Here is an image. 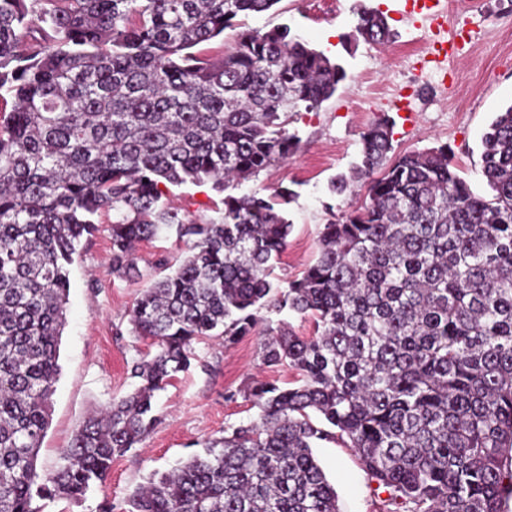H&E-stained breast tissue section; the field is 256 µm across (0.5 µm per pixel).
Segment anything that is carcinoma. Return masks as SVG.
Returning a JSON list of instances; mask_svg holds the SVG:
<instances>
[{"label": "carcinoma", "instance_id": "cac0c4a2", "mask_svg": "<svg viewBox=\"0 0 512 512\" xmlns=\"http://www.w3.org/2000/svg\"><path fill=\"white\" fill-rule=\"evenodd\" d=\"M279 0H0V512L83 502L112 462L154 429L155 398L191 367L193 344H236L263 307L281 325L260 357L297 379L254 380L258 418L180 466L151 475L123 512H339L313 455L350 449L402 512H505L512 498V104L482 136L476 194L446 145L395 157L386 117L361 135L360 162L332 178L367 198L322 225L318 254L271 299L297 193L238 194L294 156L290 116L314 112L343 66L287 24L243 30L216 59L189 49ZM357 33L388 41L385 16ZM212 184L221 215L189 218L166 189ZM112 216V273L144 274L135 244L173 235L185 256L143 289L136 384L85 419L55 466L37 467L60 375L69 267Z\"/></svg>", "mask_w": 512, "mask_h": 512}]
</instances>
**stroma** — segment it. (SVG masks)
Returning <instances> with one entry per match:
<instances>
[{
	"label": "stroma",
	"mask_w": 512,
	"mask_h": 512,
	"mask_svg": "<svg viewBox=\"0 0 512 512\" xmlns=\"http://www.w3.org/2000/svg\"><path fill=\"white\" fill-rule=\"evenodd\" d=\"M407 3L278 0L267 12L238 19L243 30L266 31L288 24L310 47L346 70L332 98L289 124V132L300 138L297 154L239 187L243 193L259 189L271 195L290 188L298 194L288 207V246L273 273L279 284L300 277L313 262L319 230L331 213L364 201L361 192L351 198L332 195L329 182L355 165L362 133L380 117L395 123V153L450 146L459 173L472 190L487 198L493 195L480 173L481 136L496 113L512 105V0H441L444 34L458 45L443 71L420 68L417 59L426 50L431 31L428 22L410 16ZM363 4L386 16L391 42L369 43L357 35V11ZM400 100L407 103L406 111L397 110ZM168 196L182 213L193 217H216L222 206L221 193L207 184L173 187ZM136 256L146 277L157 279L162 275L158 260L175 266L183 253L174 238L159 237L137 244ZM141 290V284L113 275L110 226L99 223L95 234L83 240L70 267L61 375L39 452L40 468L55 465L87 416L133 389L127 365L150 349L148 341L130 332V313ZM258 318L252 335L232 347L218 338L195 343L194 365L157 395L160 424L138 448L113 461L104 489L78 505L58 498L41 501V512H99L106 500L113 512H122L128 494L151 473L203 453L206 444L223 437L225 426L257 419L259 410L245 393L250 380L285 384L293 379L288 370L261 363L259 347L267 329L285 323L300 336L313 332L311 320L285 310L265 307ZM314 454L336 488L341 512H387L384 495L375 492L349 449L327 443Z\"/></svg>",
	"instance_id": "stroma-1"
}]
</instances>
